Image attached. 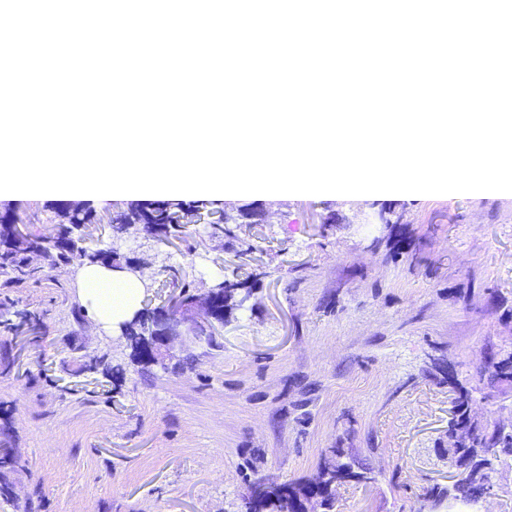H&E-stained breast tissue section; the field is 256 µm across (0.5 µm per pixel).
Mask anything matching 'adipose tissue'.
Here are the masks:
<instances>
[{
    "instance_id": "1",
    "label": "adipose tissue",
    "mask_w": 512,
    "mask_h": 512,
    "mask_svg": "<svg viewBox=\"0 0 512 512\" xmlns=\"http://www.w3.org/2000/svg\"><path fill=\"white\" fill-rule=\"evenodd\" d=\"M80 288L97 321L114 324L128 319L136 309L143 282L87 264L81 269Z\"/></svg>"
}]
</instances>
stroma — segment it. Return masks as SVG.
<instances>
[{
    "instance_id": "35a3bbf8",
    "label": "stroma",
    "mask_w": 512,
    "mask_h": 512,
    "mask_svg": "<svg viewBox=\"0 0 512 512\" xmlns=\"http://www.w3.org/2000/svg\"><path fill=\"white\" fill-rule=\"evenodd\" d=\"M30 195L0 221L52 235L74 212L87 251L211 272L250 291L210 341L184 337L166 367L130 359L97 322L76 263L0 269V512H241L260 481L313 477L333 448L373 469L336 489L333 512H409L448 487L458 365L478 385L485 351L512 345V194L426 199L243 195L249 224H189L147 237L130 208Z\"/></svg>"
}]
</instances>
